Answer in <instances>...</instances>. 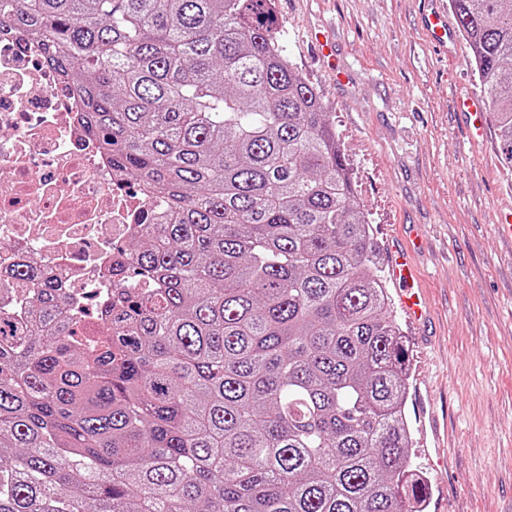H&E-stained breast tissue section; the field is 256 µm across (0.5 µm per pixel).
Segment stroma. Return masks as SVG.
Here are the masks:
<instances>
[{
	"mask_svg": "<svg viewBox=\"0 0 512 512\" xmlns=\"http://www.w3.org/2000/svg\"><path fill=\"white\" fill-rule=\"evenodd\" d=\"M289 61L316 87L380 246L413 245L430 302L403 324L409 457L426 512H512V246L498 232L512 171L472 142L455 93L481 90L470 49L425 35L427 0H276ZM328 29L323 63L310 39ZM448 437L437 463L435 433Z\"/></svg>",
	"mask_w": 512,
	"mask_h": 512,
	"instance_id": "stroma-1",
	"label": "stroma"
}]
</instances>
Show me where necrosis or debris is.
<instances>
[{
    "label": "necrosis or debris",
    "instance_id": "4bbe7bcc",
    "mask_svg": "<svg viewBox=\"0 0 512 512\" xmlns=\"http://www.w3.org/2000/svg\"><path fill=\"white\" fill-rule=\"evenodd\" d=\"M164 213L115 174L38 44L0 27V282L27 264L94 300L112 285L118 246Z\"/></svg>",
    "mask_w": 512,
    "mask_h": 512
}]
</instances>
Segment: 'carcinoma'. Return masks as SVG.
<instances>
[{
	"mask_svg": "<svg viewBox=\"0 0 512 512\" xmlns=\"http://www.w3.org/2000/svg\"><path fill=\"white\" fill-rule=\"evenodd\" d=\"M512 167V0H449ZM171 218L0 306V512H424L381 248L275 0H0Z\"/></svg>",
	"mask_w": 512,
	"mask_h": 512,
	"instance_id": "carcinoma-1",
	"label": "carcinoma"
}]
</instances>
